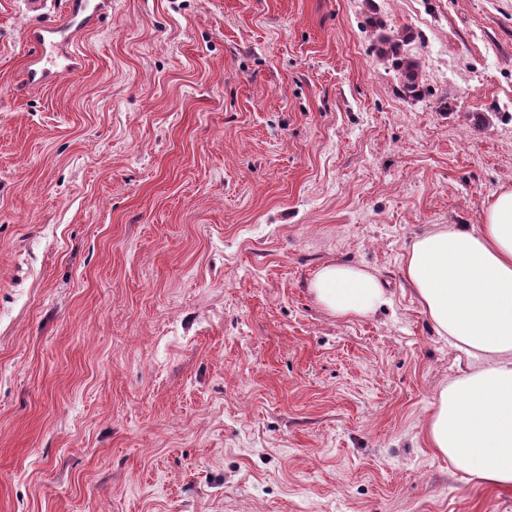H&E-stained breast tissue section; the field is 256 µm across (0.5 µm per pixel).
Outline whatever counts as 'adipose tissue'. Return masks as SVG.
Masks as SVG:
<instances>
[{
    "instance_id": "adipose-tissue-1",
    "label": "adipose tissue",
    "mask_w": 512,
    "mask_h": 512,
    "mask_svg": "<svg viewBox=\"0 0 512 512\" xmlns=\"http://www.w3.org/2000/svg\"><path fill=\"white\" fill-rule=\"evenodd\" d=\"M439 335L469 360L438 391L424 431L465 482L512 490V188L489 202L483 222L443 224L418 235L403 270ZM338 317L391 304L378 276L339 261L309 283Z\"/></svg>"
}]
</instances>
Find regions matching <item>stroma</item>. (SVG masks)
Instances as JSON below:
<instances>
[{
  "label": "stroma",
  "mask_w": 512,
  "mask_h": 512,
  "mask_svg": "<svg viewBox=\"0 0 512 512\" xmlns=\"http://www.w3.org/2000/svg\"><path fill=\"white\" fill-rule=\"evenodd\" d=\"M60 16L0 0V512H512L425 439L465 361L403 279L512 185V0H112L25 85ZM400 36H386L380 39L378 52L381 56H391L402 79L401 89L406 97L419 100L423 95V86L419 80L418 61L401 53ZM309 289L318 303L336 317H364L392 302L376 274L339 261L323 265L310 281Z\"/></svg>",
  "instance_id": "obj_1"
}]
</instances>
